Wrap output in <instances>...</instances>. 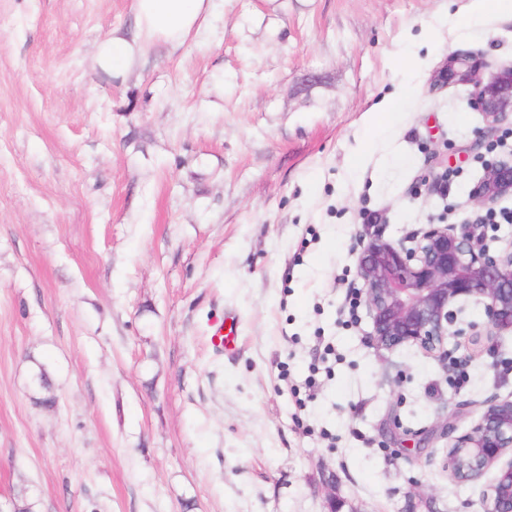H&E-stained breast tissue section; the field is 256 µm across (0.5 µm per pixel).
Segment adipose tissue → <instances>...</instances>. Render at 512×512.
I'll list each match as a JSON object with an SVG mask.
<instances>
[{"instance_id": "adipose-tissue-1", "label": "adipose tissue", "mask_w": 512, "mask_h": 512, "mask_svg": "<svg viewBox=\"0 0 512 512\" xmlns=\"http://www.w3.org/2000/svg\"><path fill=\"white\" fill-rule=\"evenodd\" d=\"M208 8L207 0H136V19L141 35L164 39L177 48ZM140 49V44L129 43L113 31L99 41L96 61L103 69L123 71Z\"/></svg>"}]
</instances>
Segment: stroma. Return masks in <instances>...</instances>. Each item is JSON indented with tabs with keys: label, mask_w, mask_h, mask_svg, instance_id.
Wrapping results in <instances>:
<instances>
[{
	"label": "stroma",
	"mask_w": 512,
	"mask_h": 512,
	"mask_svg": "<svg viewBox=\"0 0 512 512\" xmlns=\"http://www.w3.org/2000/svg\"><path fill=\"white\" fill-rule=\"evenodd\" d=\"M463 4L214 0L181 50L108 72L96 46L134 35L135 0H0V502L483 512L497 472L456 482L444 425L512 399V331L441 362L343 313L361 238L474 219L512 133L431 86L454 52L512 65V19ZM387 96L400 114L368 143Z\"/></svg>",
	"instance_id": "stroma-1"
}]
</instances>
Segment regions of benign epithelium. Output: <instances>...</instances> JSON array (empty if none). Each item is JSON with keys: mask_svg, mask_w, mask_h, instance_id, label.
Listing matches in <instances>:
<instances>
[{"mask_svg": "<svg viewBox=\"0 0 512 512\" xmlns=\"http://www.w3.org/2000/svg\"><path fill=\"white\" fill-rule=\"evenodd\" d=\"M483 62L467 53L448 55L434 74L433 87L469 88L473 107L489 127L512 112V65L483 77ZM512 194V159L494 160L473 193V201L491 210ZM476 224H430L415 245L394 246L379 234L362 243L358 274L361 295L372 313L371 339L380 350L414 344L435 358L448 360V325L456 320L453 305L469 299L484 303L492 330H512V243L495 253L481 245ZM512 399L486 404L467 430L452 437L447 464L468 466L471 482L498 468L488 512H512Z\"/></svg>", "mask_w": 512, "mask_h": 512, "instance_id": "7a95c632", "label": "benign epithelium"}]
</instances>
